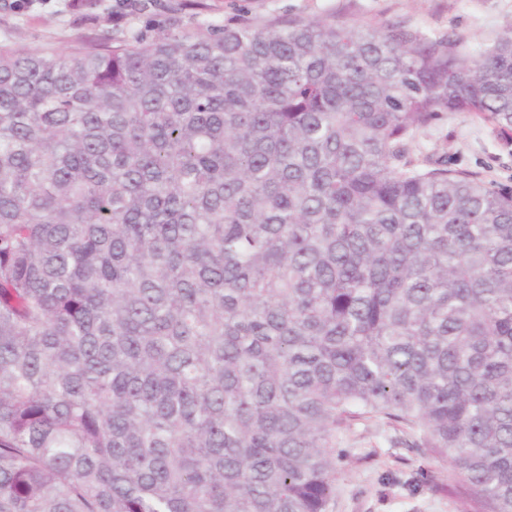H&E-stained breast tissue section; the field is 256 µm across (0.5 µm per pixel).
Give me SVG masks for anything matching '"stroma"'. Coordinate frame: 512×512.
Returning <instances> with one entry per match:
<instances>
[{"label":"stroma","mask_w":512,"mask_h":512,"mask_svg":"<svg viewBox=\"0 0 512 512\" xmlns=\"http://www.w3.org/2000/svg\"><path fill=\"white\" fill-rule=\"evenodd\" d=\"M293 16L404 24L431 36L463 37L476 53L512 30V0H0V45L66 52L106 37L201 35L216 24ZM413 156L443 157L490 186L512 188V144L464 112L448 113L420 134ZM405 437L369 419L352 421L338 435L333 512H464L462 499L448 491L449 465L406 447Z\"/></svg>","instance_id":"obj_1"}]
</instances>
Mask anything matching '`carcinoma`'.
<instances>
[{
    "instance_id": "1",
    "label": "carcinoma",
    "mask_w": 512,
    "mask_h": 512,
    "mask_svg": "<svg viewBox=\"0 0 512 512\" xmlns=\"http://www.w3.org/2000/svg\"><path fill=\"white\" fill-rule=\"evenodd\" d=\"M450 112L512 140L511 32L0 46V512H332L371 418L512 512V190L413 158Z\"/></svg>"
}]
</instances>
